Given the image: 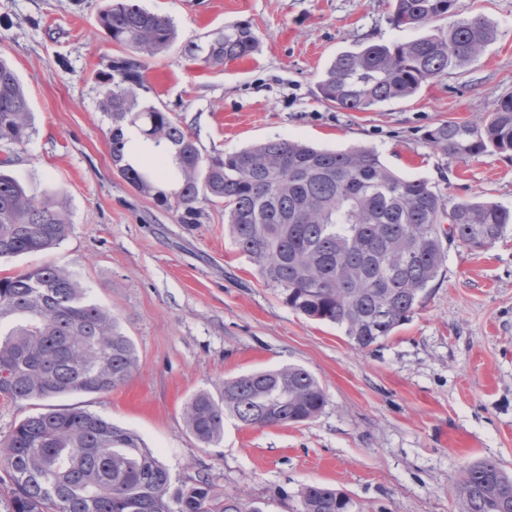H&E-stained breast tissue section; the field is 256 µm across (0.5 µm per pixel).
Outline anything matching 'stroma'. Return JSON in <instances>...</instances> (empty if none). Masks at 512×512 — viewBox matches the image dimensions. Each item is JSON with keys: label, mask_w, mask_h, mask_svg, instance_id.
I'll return each instance as SVG.
<instances>
[{"label": "stroma", "mask_w": 512, "mask_h": 512, "mask_svg": "<svg viewBox=\"0 0 512 512\" xmlns=\"http://www.w3.org/2000/svg\"><path fill=\"white\" fill-rule=\"evenodd\" d=\"M107 0H0V55L29 98L37 129L13 170L31 192L68 203L72 228L56 248L0 261V276L43 264L69 272L134 343L138 367L106 394L0 401V441L27 417L79 407L134 431L169 470L173 487L204 478L223 498L296 512L299 491L323 483L358 512H460L469 463L512 473V227L483 250L448 244L422 304L386 340L354 348L342 328L295 313L234 245L224 211L202 224L131 187L112 166L110 119L99 85L121 57L98 25ZM170 17L176 43L146 59L148 103L178 116L202 154L225 155L281 138L344 150L372 147L401 176L427 180L449 203L512 210V155L454 159L427 129L479 122L512 95V0H457L452 19L485 16L496 38L466 67L411 97L347 112L318 83L344 51L447 28L390 22L392 0H141ZM253 26L251 58L204 66L184 52L225 26ZM300 365L327 404L313 421L263 429L224 421L200 443L183 410L202 390L260 369Z\"/></svg>", "instance_id": "1"}]
</instances>
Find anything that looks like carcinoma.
<instances>
[{"instance_id":"cac0c4a2","label":"carcinoma","mask_w":512,"mask_h":512,"mask_svg":"<svg viewBox=\"0 0 512 512\" xmlns=\"http://www.w3.org/2000/svg\"><path fill=\"white\" fill-rule=\"evenodd\" d=\"M455 0H394L397 28L453 14ZM107 39L127 55L102 81L100 104L111 122L112 164L136 190L172 210L180 224H199L203 205L224 206L238 251L296 313L344 329L366 349L391 336L421 304L447 257L445 241L483 249L512 223V211L490 203L447 206L429 182L399 176L367 147L321 149L271 140L224 156L205 157L172 113L141 92L144 60L176 39L173 20L112 0L98 15ZM497 36L482 16L407 42L368 44L336 56L318 89L321 99L367 112L414 95L427 80L461 68ZM252 26L224 27L201 61L219 66L252 56ZM132 128L165 152L152 168L126 160ZM35 134L27 94L0 57V259L45 252L68 236L67 202L35 195L10 170ZM427 143L450 158L512 151V95L481 123H440ZM0 395L10 401L73 393H110L137 370L136 349L112 313L86 299L71 274L43 264L0 276ZM326 394L299 365L253 371L202 390L187 403V430L201 443L224 437L229 415L249 428L290 426L316 418ZM11 479L6 512H263L224 500L205 479L171 491L169 471L128 429L79 408L50 409L21 421L0 442ZM461 512H512V475L484 459L457 485ZM298 512H354L335 488L307 484Z\"/></svg>"}]
</instances>
